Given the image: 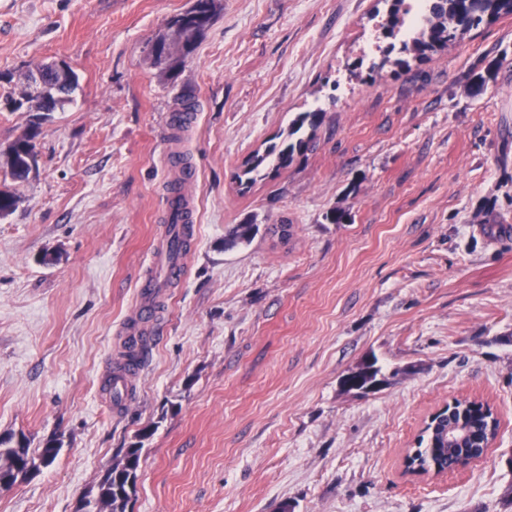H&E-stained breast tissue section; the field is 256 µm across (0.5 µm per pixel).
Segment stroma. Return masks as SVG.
Wrapping results in <instances>:
<instances>
[{"instance_id": "1", "label": "stroma", "mask_w": 512, "mask_h": 512, "mask_svg": "<svg viewBox=\"0 0 512 512\" xmlns=\"http://www.w3.org/2000/svg\"><path fill=\"white\" fill-rule=\"evenodd\" d=\"M191 4L0 0V190L21 196L0 217V437L62 441L0 512H81L135 444L127 512H512V15L420 60L391 50L386 0H216L184 57L168 23ZM161 36L170 70L148 51ZM61 61L72 102L38 125L6 109ZM184 94L196 122L174 146ZM316 110L314 148L240 186L243 161ZM31 131L18 184L5 152ZM173 147L195 169L196 249L116 411L98 393L168 222ZM284 220L285 244L267 232ZM239 224L258 230L236 242ZM369 356L391 384L342 393ZM462 397L499 419L485 458L405 474Z\"/></svg>"}]
</instances>
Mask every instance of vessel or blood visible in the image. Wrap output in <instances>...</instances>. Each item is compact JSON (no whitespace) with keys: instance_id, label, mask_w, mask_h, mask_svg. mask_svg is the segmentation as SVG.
<instances>
[{"instance_id":"b4317fda","label":"vessel or blood","mask_w":512,"mask_h":512,"mask_svg":"<svg viewBox=\"0 0 512 512\" xmlns=\"http://www.w3.org/2000/svg\"><path fill=\"white\" fill-rule=\"evenodd\" d=\"M193 248V239L184 225H167L148 271L137 282V303L132 318L119 331L118 346L125 349L140 346L142 337L153 336L159 322V303L168 288L181 281L186 260ZM144 367L143 360L123 359L111 372L105 388V400L119 405L128 393L130 383Z\"/></svg>"}]
</instances>
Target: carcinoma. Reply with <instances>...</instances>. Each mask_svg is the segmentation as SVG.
Wrapping results in <instances>:
<instances>
[{
	"instance_id": "1",
	"label": "carcinoma",
	"mask_w": 512,
	"mask_h": 512,
	"mask_svg": "<svg viewBox=\"0 0 512 512\" xmlns=\"http://www.w3.org/2000/svg\"><path fill=\"white\" fill-rule=\"evenodd\" d=\"M385 29L394 37L399 32L403 19L400 15L408 14L406 0H391ZM215 8V0H198L195 13L184 12L173 17L169 26L180 24L185 35L183 55H190L195 47L198 35L210 23ZM430 16L427 24L420 28L410 40L402 41L401 50H413L417 58L422 59L427 53L446 47L470 30L478 27L485 20H493L500 15L512 14V0H429ZM155 65L164 69L171 66V56L165 40L157 39L151 51ZM50 80L59 86L65 98L54 104L50 111L54 112L64 103L71 100V94L78 86V77L69 64L59 67L55 64L47 66ZM324 113L302 112L292 123L289 135L293 136L304 126L316 130L322 123ZM312 138H299L294 142L279 147L273 145L264 154L255 153L244 162L243 174L249 175L259 168L271 156H276L277 167H286L295 152L308 149ZM36 162V145L31 136L25 135L16 140L8 150V168L12 179L16 182L25 181ZM384 376L377 359L367 358L356 369L345 374L340 380L341 390L347 394L365 389L380 381ZM449 416H438L429 423L418 436L416 447L407 451V468L428 472L434 465L444 467L454 465L461 457L462 450L471 448L469 438L459 441L451 438L458 432H468L476 421V416L469 405L459 402L448 408ZM474 448V447H472ZM61 442L55 437L45 441L38 453L29 452L26 441L22 440L15 446L7 445V440L0 439V487L11 488L20 478L31 477L40 472L41 467L50 465L59 454ZM475 453L482 448H474ZM141 448L134 445L126 449L123 456L110 467L97 489L94 498L96 512H126L127 505L135 492L137 471L140 467Z\"/></svg>"
}]
</instances>
